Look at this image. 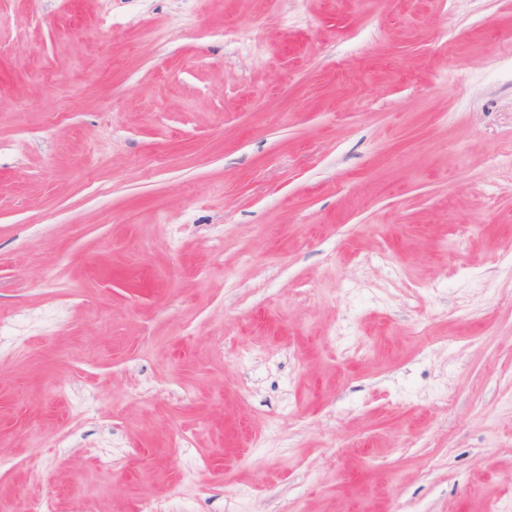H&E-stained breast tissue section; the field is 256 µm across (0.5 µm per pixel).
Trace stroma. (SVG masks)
Segmentation results:
<instances>
[{"label":"stroma","instance_id":"35a3bbf8","mask_svg":"<svg viewBox=\"0 0 512 512\" xmlns=\"http://www.w3.org/2000/svg\"><path fill=\"white\" fill-rule=\"evenodd\" d=\"M510 250L512 0H0V512H512Z\"/></svg>","mask_w":512,"mask_h":512}]
</instances>
